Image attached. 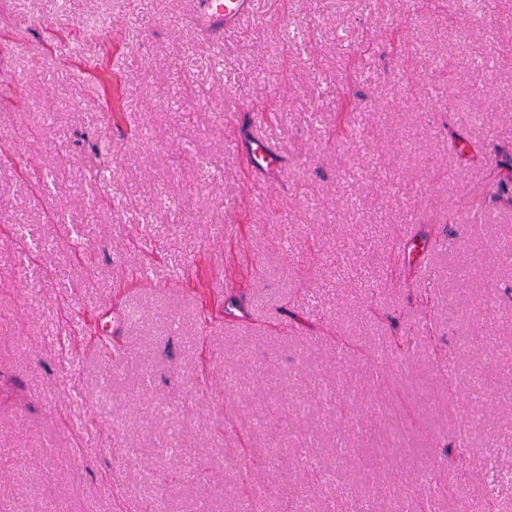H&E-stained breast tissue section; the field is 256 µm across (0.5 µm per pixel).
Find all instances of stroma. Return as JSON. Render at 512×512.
Here are the masks:
<instances>
[{"label":"stroma","mask_w":512,"mask_h":512,"mask_svg":"<svg viewBox=\"0 0 512 512\" xmlns=\"http://www.w3.org/2000/svg\"><path fill=\"white\" fill-rule=\"evenodd\" d=\"M254 2L223 37L190 0H0V512H423L395 480L460 438L425 512H512V0Z\"/></svg>","instance_id":"35a3bbf8"}]
</instances>
